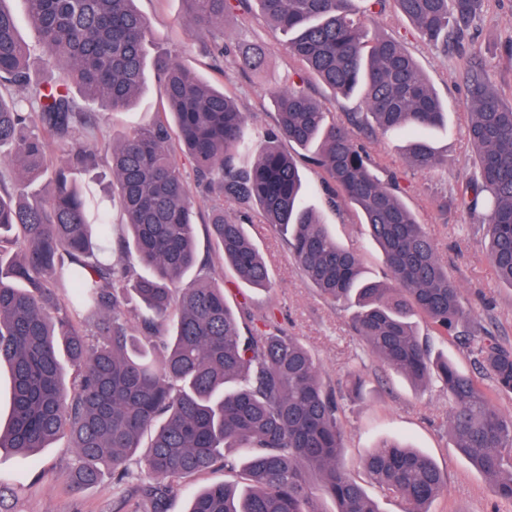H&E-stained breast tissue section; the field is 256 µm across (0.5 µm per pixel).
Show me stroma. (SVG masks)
Wrapping results in <instances>:
<instances>
[{
	"mask_svg": "<svg viewBox=\"0 0 512 512\" xmlns=\"http://www.w3.org/2000/svg\"><path fill=\"white\" fill-rule=\"evenodd\" d=\"M137 7L152 30L147 55L176 51L185 69L223 90L247 114L251 132L274 127L272 94L294 74L304 76L310 95L324 111L339 114L362 109L359 100L335 99L308 75L303 64L284 49L285 35L259 12L235 11L225 16L228 51L218 66L211 43L195 36L182 0H137ZM367 24L404 45L447 107V128L427 129L423 135L447 155L448 164L429 173L413 169L402 151L405 138L398 132L370 137L359 132L355 138L381 166L397 173L403 200L432 237L439 257L447 262L448 273L458 283L461 300L472 318L512 343V288L496 277L477 218L458 205L465 190L463 168L473 157L467 136L462 58L480 50L492 87L512 102V0H485L460 44L445 50L422 40L394 8L368 19ZM253 43L267 45L269 51L259 71H241L232 50ZM164 106L155 79H148L133 106L118 114L99 113L96 147L107 149L113 139L152 123ZM297 162L306 184L307 204L341 244L357 251L366 277L384 280L381 252L358 210L345 201L328 206L321 171L309 163L306 152H299ZM246 230L269 266L271 286L265 291L251 289L218 259L214 267L223 279L224 295L233 308L248 309L258 320L273 317L298 336L318 360L327 384L343 389L361 379L363 399L343 405L346 432L339 460L350 476L363 483L381 512H404L406 508L404 502L369 482L364 470L366 456L385 440L413 445L445 473L447 485L432 503V512H512V502L497 498L488 479L456 455L443 423L449 405L440 385L416 388L372 355L353 335L349 310L326 299L304 280L277 227L250 223ZM147 454V449L140 448L128 460L130 484H116L107 474L96 484L73 492L65 480L75 459L68 436H60L28 460L1 448L0 482L5 491L0 494V512H130L131 485L150 480Z\"/></svg>",
	"mask_w": 512,
	"mask_h": 512,
	"instance_id": "obj_1",
	"label": "stroma"
}]
</instances>
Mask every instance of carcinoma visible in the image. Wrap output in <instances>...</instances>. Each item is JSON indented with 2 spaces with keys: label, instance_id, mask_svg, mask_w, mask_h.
<instances>
[{
  "label": "carcinoma",
  "instance_id": "cac0c4a2",
  "mask_svg": "<svg viewBox=\"0 0 512 512\" xmlns=\"http://www.w3.org/2000/svg\"><path fill=\"white\" fill-rule=\"evenodd\" d=\"M255 2L286 49L339 97H360L364 111L329 117L301 85L273 94L277 124L253 139L247 115L224 92L182 67L171 53L148 60V20L136 0H24L41 58L57 70L53 83L34 79L31 49L0 0V165L11 181L45 179L32 197H17L0 176V364L11 371L12 410L0 448L28 458L67 434L77 465L69 486L81 490L112 472L126 482L125 462L150 435L141 487L164 512L172 484L215 466L240 470L245 486L217 483L199 491L187 512H322L315 492L335 512H380L363 485L339 466L343 448L336 389L300 340L278 324L242 329L194 234L196 201L183 169L211 197L210 240L224 264L252 288H266L269 269L245 222L224 204L255 209L287 237L304 279L322 295L354 308L351 328L388 368L426 386L438 381L451 410L445 426L458 454L512 501V415L481 386L512 394V345L468 319L459 287L433 240L396 193L395 177L357 143L366 134L404 130L410 163L421 171L447 165L414 133L448 120L441 98L416 60L391 38L369 35L357 0H184L196 32L224 57V16ZM382 14L391 2L420 38L460 42L484 0H366ZM264 48L236 55L258 71ZM153 70L166 102L153 124L112 144V201L125 224L114 230L94 211L79 181L99 167L87 139L97 119L72 96L113 112L132 105ZM468 138L475 173L460 204L481 219L487 255L512 288V104L489 85L476 60L465 68ZM313 151L327 203L344 198L360 212L393 283L362 276L358 254L341 245L305 201L304 179L282 143ZM67 145L61 159L53 146ZM255 154L250 166L244 153ZM432 335L464 344L477 371H459L432 352ZM74 366L66 383L60 351ZM226 448H248L242 466ZM384 492L429 512L446 486L431 457L384 442L365 460Z\"/></svg>",
  "mask_w": 512,
  "mask_h": 512
}]
</instances>
